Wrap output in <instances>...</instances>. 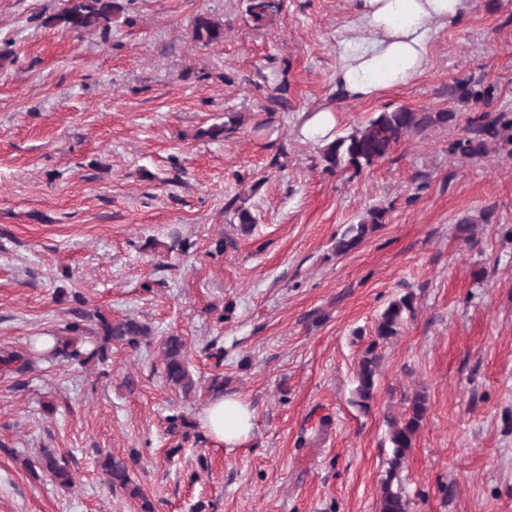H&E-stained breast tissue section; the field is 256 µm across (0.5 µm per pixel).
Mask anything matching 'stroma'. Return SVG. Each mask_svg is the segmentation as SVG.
Returning a JSON list of instances; mask_svg holds the SVG:
<instances>
[{
    "label": "stroma",
    "mask_w": 512,
    "mask_h": 512,
    "mask_svg": "<svg viewBox=\"0 0 512 512\" xmlns=\"http://www.w3.org/2000/svg\"><path fill=\"white\" fill-rule=\"evenodd\" d=\"M119 2L118 21L73 32L46 23L64 0H0V356L35 362L0 369V512H134L102 474L108 454L156 512H378L390 424L417 393L428 410L397 477L408 512H512V143L448 150L471 120L512 114V0H467L425 72L368 100L334 91L356 0H282L262 25L249 0ZM200 16L222 42L195 40ZM460 81L484 98L450 102ZM451 105L454 126L359 172L325 171L300 133L325 107L339 136ZM374 207L383 224L337 253ZM407 293L413 313L376 342ZM102 316L152 335L100 362ZM171 335L186 395L166 382ZM38 336L86 356L44 358ZM372 344L363 411L351 391ZM217 374L256 416L231 451L196 423ZM46 449L73 485L36 468ZM413 295L408 293L393 300L381 314L376 328V342L397 335L404 316L413 313ZM164 373L167 382L184 394L194 388V380L188 370L184 343L179 336H169L163 344ZM376 348L373 344L368 347L356 373L355 399L352 402L362 409L370 408L376 393L378 367Z\"/></svg>",
    "instance_id": "obj_1"
}]
</instances>
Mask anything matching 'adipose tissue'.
<instances>
[{
	"instance_id": "obj_1",
	"label": "adipose tissue",
	"mask_w": 512,
	"mask_h": 512,
	"mask_svg": "<svg viewBox=\"0 0 512 512\" xmlns=\"http://www.w3.org/2000/svg\"><path fill=\"white\" fill-rule=\"evenodd\" d=\"M466 0H360L354 21L336 41V87L355 99L409 84L426 69L437 26L456 20ZM210 438L226 449L242 446L255 426L248 404L219 396L199 414Z\"/></svg>"
}]
</instances>
